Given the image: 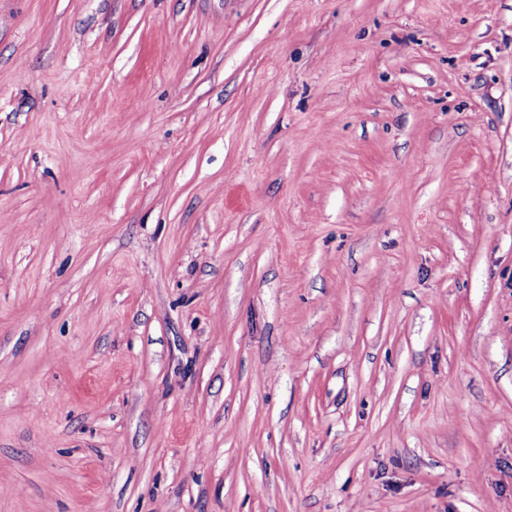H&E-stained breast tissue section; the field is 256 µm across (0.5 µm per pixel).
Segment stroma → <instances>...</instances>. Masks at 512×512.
<instances>
[{"mask_svg":"<svg viewBox=\"0 0 512 512\" xmlns=\"http://www.w3.org/2000/svg\"><path fill=\"white\" fill-rule=\"evenodd\" d=\"M0 512H512V0H0Z\"/></svg>","mask_w":512,"mask_h":512,"instance_id":"stroma-1","label":"stroma"}]
</instances>
